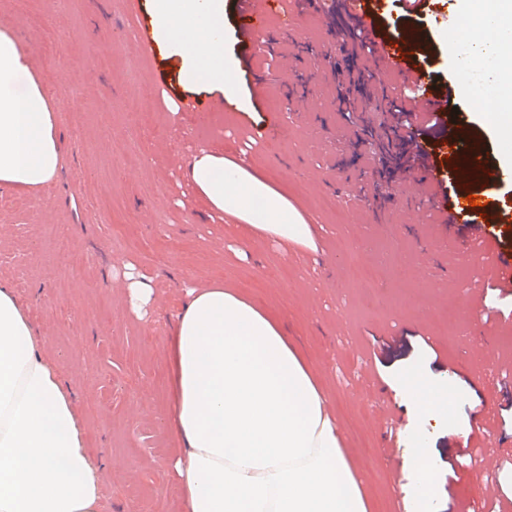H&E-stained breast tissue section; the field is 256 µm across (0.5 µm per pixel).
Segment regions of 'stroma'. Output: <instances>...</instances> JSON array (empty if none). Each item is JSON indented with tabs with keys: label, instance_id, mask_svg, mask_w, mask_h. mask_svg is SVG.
I'll return each mask as SVG.
<instances>
[{
	"label": "stroma",
	"instance_id": "stroma-1",
	"mask_svg": "<svg viewBox=\"0 0 512 512\" xmlns=\"http://www.w3.org/2000/svg\"><path fill=\"white\" fill-rule=\"evenodd\" d=\"M224 0L225 50L239 67L248 111L201 112L220 92L161 86L131 27L150 25L149 0H0V27L29 56L56 114L62 162L30 193L0 186V282L28 310L46 354L76 393V412L102 459L106 512H180L168 463L176 448L163 420L170 397L165 338L194 283L226 287L279 314L328 396L355 474L375 512H398L391 474L406 467L414 430L437 460L439 512H457L470 469L455 458L463 431H490L484 456L496 468L487 512H512V293L495 291L429 193L406 199L414 174L386 106L344 112L330 59L338 29L313 16L306 40L275 37L272 54L243 52ZM379 29L392 41L423 33L416 67L458 107L456 121L481 138L498 166L512 151L481 102L457 92L460 0H381ZM292 60L293 82L259 86ZM305 92L308 109L284 113L285 94ZM112 102L110 110L99 107ZM134 149L139 166L123 163ZM247 152L309 217L315 249L281 248L233 220L213 221L185 171L198 148ZM133 264L154 290L145 319L129 310L122 277ZM455 385L460 433L421 420L399 394V377ZM402 427L392 430L391 419Z\"/></svg>",
	"mask_w": 512,
	"mask_h": 512
}]
</instances>
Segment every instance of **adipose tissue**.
Listing matches in <instances>:
<instances>
[{"instance_id":"adipose-tissue-1","label":"adipose tissue","mask_w":512,"mask_h":512,"mask_svg":"<svg viewBox=\"0 0 512 512\" xmlns=\"http://www.w3.org/2000/svg\"><path fill=\"white\" fill-rule=\"evenodd\" d=\"M481 24L462 73L483 71L486 92L512 89V56L482 37L512 17V0H467ZM152 17L179 83L239 92L224 57V0H152ZM61 162L54 114L18 41L0 29V185L28 192ZM188 181L210 216L229 217L280 246L313 243L312 226L287 193L247 156L206 149ZM166 338L169 413L179 445L170 470L182 512H370L335 416L304 354L278 318L231 289L185 287ZM417 416L455 431V387L406 383ZM74 393L44 351L25 308L0 283V512H101V466L87 446ZM411 512H433L434 461L416 437Z\"/></svg>"}]
</instances>
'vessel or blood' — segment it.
<instances>
[{"mask_svg":"<svg viewBox=\"0 0 512 512\" xmlns=\"http://www.w3.org/2000/svg\"><path fill=\"white\" fill-rule=\"evenodd\" d=\"M345 18L368 42L375 58L374 93L386 97L389 92L387 76H398L413 86L416 96L411 109L417 114L447 111L446 99L431 88L430 77L412 62L413 39L393 42L379 33L375 15L368 0H339ZM237 30L248 55L256 56L270 48L271 30H294L299 10L294 0H238ZM412 153L419 161L414 177L408 180L404 192L409 196L424 190H440L446 181L447 169H454L461 187L452 200L451 220L472 227L477 243L475 255L486 263L489 271L504 291H512V259L500 253L489 227L496 222L498 204L487 201L482 207L470 206L466 197L472 194L473 183H486L498 172L487 165L478 137L454 119L443 120L439 129L415 124Z\"/></svg>","mask_w":512,"mask_h":512,"instance_id":"vessel-or-blood-1","label":"vessel or blood"}]
</instances>
